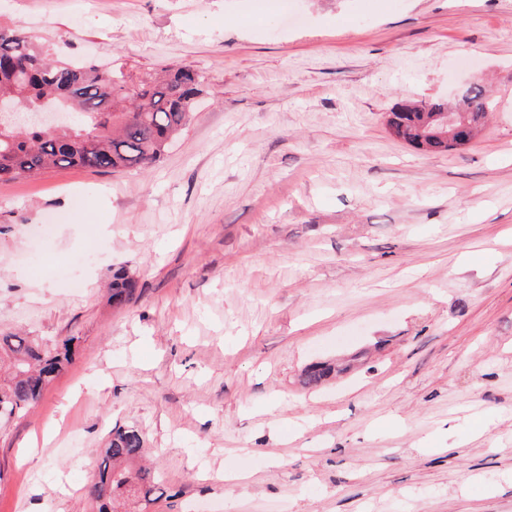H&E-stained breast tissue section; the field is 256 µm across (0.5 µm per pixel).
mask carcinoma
Returning <instances> with one entry per match:
<instances>
[{
    "mask_svg": "<svg viewBox=\"0 0 512 512\" xmlns=\"http://www.w3.org/2000/svg\"><path fill=\"white\" fill-rule=\"evenodd\" d=\"M205 77L189 66L168 70L161 80L136 81L121 70L102 73L94 64L67 58L54 43H38L23 27L0 25V97L25 110L55 105L70 110L79 123L58 132L26 124L0 129V181L31 177L46 169L80 167L118 173L152 166L186 127L204 93ZM495 102L479 84L467 86L459 103H399L390 112L392 134L424 151H446L464 142L432 135L430 118L446 113L471 135ZM137 281L124 269L112 273L109 299L122 309L136 301ZM70 358V340L51 349L38 338L0 334V426L19 417ZM339 368L309 365L302 377L317 387ZM146 439L134 427L116 429L101 452L98 478L91 489L98 512H113L120 500L126 512L153 500L159 481L142 464Z\"/></svg>",
    "mask_w": 512,
    "mask_h": 512,
    "instance_id": "carcinoma-1",
    "label": "carcinoma"
}]
</instances>
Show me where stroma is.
I'll return each mask as SVG.
<instances>
[{"mask_svg":"<svg viewBox=\"0 0 512 512\" xmlns=\"http://www.w3.org/2000/svg\"><path fill=\"white\" fill-rule=\"evenodd\" d=\"M288 12L0 0L74 60L208 75L155 165L0 182V333L72 341L0 430V512H96L127 427L161 477L142 512H512V0ZM470 82L497 109L466 145L391 134L397 102ZM137 281L125 268H119L112 273V286L109 299L112 307L122 309L137 299ZM341 370L343 369H339L330 363H313L305 369L302 381L307 387H317L330 378L335 372H340Z\"/></svg>","mask_w":512,"mask_h":512,"instance_id":"35a3bbf8","label":"stroma"}]
</instances>
